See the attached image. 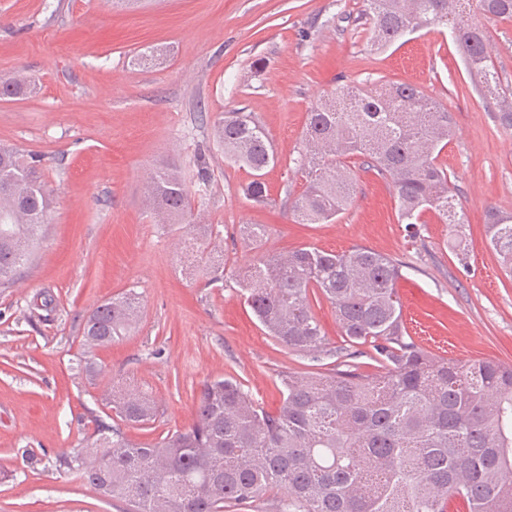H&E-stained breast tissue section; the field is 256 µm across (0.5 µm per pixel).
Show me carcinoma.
Returning a JSON list of instances; mask_svg holds the SVG:
<instances>
[{"label":"carcinoma","instance_id":"carcinoma-1","mask_svg":"<svg viewBox=\"0 0 512 512\" xmlns=\"http://www.w3.org/2000/svg\"><path fill=\"white\" fill-rule=\"evenodd\" d=\"M372 46L385 47L409 28L452 20L470 73L512 125V87L501 85L486 35L465 19L467 0H367ZM479 8L512 23V0H478ZM32 94L22 77L0 79V97ZM224 158L249 171L245 197L268 200L265 169L275 163L270 140L255 117L223 113L212 127ZM448 110L416 86L391 83L365 90L345 85L308 112L304 149L293 160L306 188L291 211L299 224L338 217L353 183L336 159L362 156L389 179L401 223L417 232L420 215L437 213L453 232L455 210L448 170ZM146 203L164 224H183L190 190L174 166L147 180ZM51 197L35 158L0 147V284L30 263L44 232ZM486 235L512 273V215L486 214ZM260 249L262 224L243 226ZM399 266L365 247L335 254L302 247L262 254L236 275V284L267 333L294 352L324 351L326 337L313 312L321 296L336 309L345 342L369 345L378 371L342 362L327 373L281 378L274 411L257 404L232 377L205 381L189 427L157 442H139L110 425H96L97 448L109 457L88 462L61 455L59 465L82 484L121 501L131 512H224L273 496L275 512H512V366L490 360H438L405 339L396 284ZM138 294L96 307L83 325L84 344L107 346L129 333ZM109 407L132 424L150 421L154 401L114 391Z\"/></svg>","mask_w":512,"mask_h":512}]
</instances>
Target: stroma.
<instances>
[{"label": "stroma", "mask_w": 512, "mask_h": 512, "mask_svg": "<svg viewBox=\"0 0 512 512\" xmlns=\"http://www.w3.org/2000/svg\"><path fill=\"white\" fill-rule=\"evenodd\" d=\"M502 84L512 86V24L484 19ZM364 0H0V77L22 72L35 94L0 98V145L41 159L52 192L49 225L32 262L0 286V512H126L60 467L83 451L114 389L152 396L144 425L111 418L138 441L193 420L204 381L231 376L266 410L280 379L334 366L345 342L334 306L314 312L326 354L293 352L268 336L233 271L259 252L240 234L267 227L264 252L362 246L401 270L397 289L413 340L430 355L512 366V277L485 231L489 206L512 212V126L483 98L451 31L423 29L368 47ZM407 82L447 108L453 136L439 160L465 217L461 252L448 227L422 214L416 236L399 224L392 184L346 159L349 208L323 224L289 217L306 187L293 163L307 113L351 84ZM253 113L278 157L268 201L241 188L246 170L212 140L222 112ZM189 226L157 223L145 186L163 163L195 181ZM139 318L109 347L87 349L86 317L128 289ZM92 361L94 374L77 371Z\"/></svg>", "instance_id": "obj_1"}]
</instances>
